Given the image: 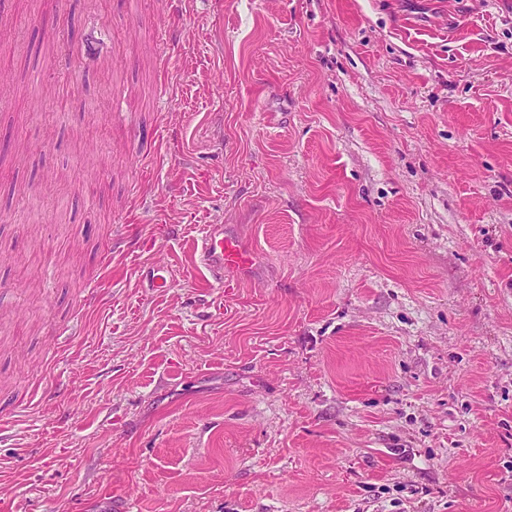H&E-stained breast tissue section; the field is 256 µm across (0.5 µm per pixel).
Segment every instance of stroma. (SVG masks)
<instances>
[{
	"mask_svg": "<svg viewBox=\"0 0 512 512\" xmlns=\"http://www.w3.org/2000/svg\"><path fill=\"white\" fill-rule=\"evenodd\" d=\"M0 138L7 512H512V0H0ZM199 260L215 280L224 283L225 268L247 265L250 257L235 240L224 236L223 225L208 224L202 236Z\"/></svg>",
	"mask_w": 512,
	"mask_h": 512,
	"instance_id": "35a3bbf8",
	"label": "stroma"
}]
</instances>
